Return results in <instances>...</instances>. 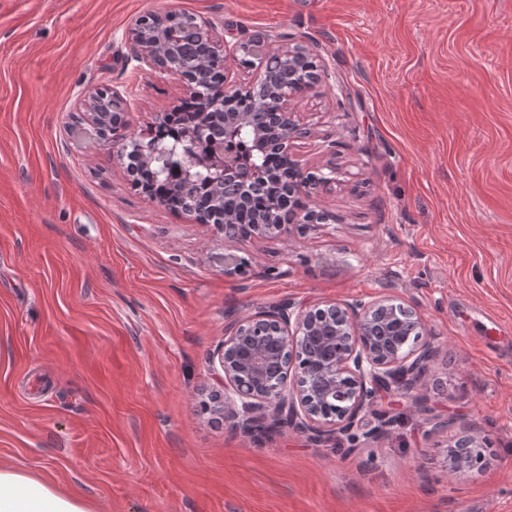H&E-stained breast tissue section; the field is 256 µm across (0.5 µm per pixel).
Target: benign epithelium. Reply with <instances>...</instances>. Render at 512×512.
Returning <instances> with one entry per match:
<instances>
[{"instance_id":"7a95c632","label":"benign epithelium","mask_w":512,"mask_h":512,"mask_svg":"<svg viewBox=\"0 0 512 512\" xmlns=\"http://www.w3.org/2000/svg\"><path fill=\"white\" fill-rule=\"evenodd\" d=\"M197 34L207 42L211 60L226 72L238 62L241 50L258 61L262 73L275 63L288 60V82L268 90L264 107L269 112L267 125L253 128L260 154L282 153L287 157L286 188L290 198L309 197L318 185L335 181L332 173H305L292 158L295 141L310 131L299 124L292 101L297 92L314 88L320 82L318 68L305 65L308 51L302 46L272 48L267 34H257L227 49L224 38L212 23L195 19ZM171 24V15L157 14L136 21L130 31L137 58L152 69L175 79L188 98H203L213 105L236 98L258 86L260 79L245 86L222 81L207 89L186 71L169 68L163 62ZM100 94L87 96L85 109L101 136L105 137L126 123L128 109L119 93H112L109 120L96 111ZM249 126L248 117L233 114L224 119V138ZM131 150L141 159L156 162L166 147L153 141L132 138L123 143L117 154L127 157ZM224 176L230 178L226 188L241 199L252 197L266 186V179L277 173L241 171L230 157H224ZM277 207L272 204L252 224H237L228 214L219 219L199 218L200 211L192 196L184 198V212L199 224H217L224 232V242L244 238L277 239L290 233L291 225L275 223ZM325 220L323 212L307 208L297 212V227H315ZM426 327L421 314L392 296L379 300L325 303L296 307L290 302L235 320L224 330V340L211 356L212 371L218 374L222 391L216 395L212 412L215 419L227 420L241 433L253 435L259 427H293L311 432L319 439L347 436L366 414L375 424L366 426L365 434H383L392 423L387 413L374 410L383 393L408 397L415 384L428 371L434 349L423 341ZM487 444L478 435L465 433L454 442L448 454V473L456 476L481 466Z\"/></svg>"}]
</instances>
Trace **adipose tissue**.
<instances>
[{
	"mask_svg": "<svg viewBox=\"0 0 512 512\" xmlns=\"http://www.w3.org/2000/svg\"><path fill=\"white\" fill-rule=\"evenodd\" d=\"M0 512H96L94 506L35 478L0 466Z\"/></svg>",
	"mask_w": 512,
	"mask_h": 512,
	"instance_id": "ef3b65f1",
	"label": "adipose tissue"
}]
</instances>
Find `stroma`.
<instances>
[{"label":"stroma","mask_w":512,"mask_h":512,"mask_svg":"<svg viewBox=\"0 0 512 512\" xmlns=\"http://www.w3.org/2000/svg\"><path fill=\"white\" fill-rule=\"evenodd\" d=\"M152 12L313 53L292 154L335 170L308 200L327 223L228 246L133 186L117 142L182 96L134 56ZM102 89L128 104L109 140L83 112ZM385 295L435 348L412 397L378 400L385 434L202 412L231 320ZM468 428L487 459L454 477ZM2 464L97 512H512V0H0Z\"/></svg>","instance_id":"stroma-1"}]
</instances>
